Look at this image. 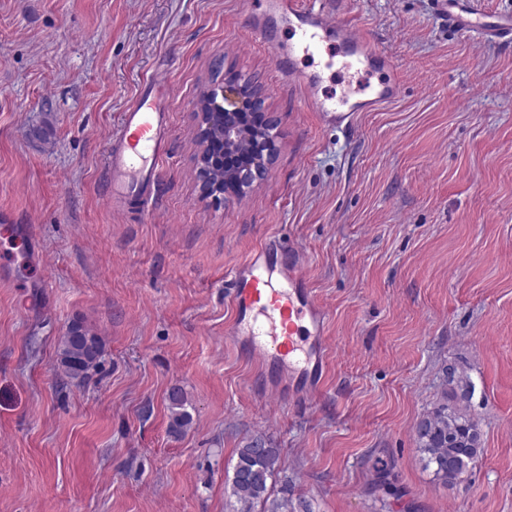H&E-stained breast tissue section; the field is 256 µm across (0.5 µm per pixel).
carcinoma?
I'll use <instances>...</instances> for the list:
<instances>
[{
    "label": "carcinoma",
    "instance_id": "cac0c4a2",
    "mask_svg": "<svg viewBox=\"0 0 512 512\" xmlns=\"http://www.w3.org/2000/svg\"><path fill=\"white\" fill-rule=\"evenodd\" d=\"M103 342L83 323L73 322L59 337L57 355L66 376L82 383L101 365ZM474 384L467 371L459 367L445 380L440 400L420 419L415 429L417 452L425 468L433 469L441 484L452 488L476 465L482 454L478 422L471 411ZM171 426L187 431L192 424L186 393L179 387L167 396ZM279 449L262 434L248 438L237 449V461L229 483L234 499L233 512H312L305 500L288 496L270 499V484L277 473Z\"/></svg>",
    "mask_w": 512,
    "mask_h": 512
}]
</instances>
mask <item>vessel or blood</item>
<instances>
[{"mask_svg":"<svg viewBox=\"0 0 512 512\" xmlns=\"http://www.w3.org/2000/svg\"><path fill=\"white\" fill-rule=\"evenodd\" d=\"M436 13L449 28L489 44L512 43V12H486L480 0H433ZM255 34L275 48L276 66L298 77L309 111L323 125L353 126L357 113L374 112L394 101L396 80L381 81L368 96L333 100L320 93L319 72L297 71L296 56L318 55L324 42L335 41L343 64L368 74L397 70L395 59L373 47L369 35L337 20L313 0H265ZM171 102L165 82L144 79L131 105L123 112L113 135L105 167L110 197L115 201L137 199L149 206L153 182L165 153ZM33 229L1 224L0 274L35 263ZM230 300L234 319L230 334L261 368L281 378L275 389L290 401L317 398L323 391L329 348L325 336L326 314L306 280L299 251L272 238L231 272Z\"/></svg>","mask_w":512,"mask_h":512,"instance_id":"obj_1","label":"vessel or blood"}]
</instances>
